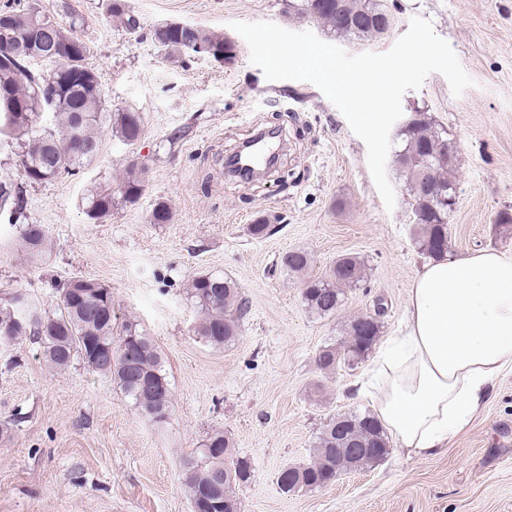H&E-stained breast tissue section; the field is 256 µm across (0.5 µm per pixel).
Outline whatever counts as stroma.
I'll return each mask as SVG.
<instances>
[{
    "label": "stroma",
    "instance_id": "stroma-1",
    "mask_svg": "<svg viewBox=\"0 0 512 512\" xmlns=\"http://www.w3.org/2000/svg\"><path fill=\"white\" fill-rule=\"evenodd\" d=\"M110 2L35 0L60 22L83 16L79 35L103 107L141 113L142 134L130 144L103 123L98 149L77 175L24 184L26 221L45 226L51 247L40 263H25L17 227L1 216L0 298L22 292L50 313L69 280L108 285L118 322L137 323L155 344L173 410L166 423L154 422L78 358L51 372L36 337L0 348V421L13 425L12 438L0 441V512H193L184 462L215 429L250 464L237 490L241 512H512V370L434 454L393 447L325 488L282 492L280 471L308 463L332 415L372 408L355 390L370 360L323 372L319 350L379 301L381 336L399 334L423 254L394 160L386 162L395 193L389 209L366 145L341 111L313 83L267 80L233 28L268 21L356 55L390 50L412 17L431 21L474 84L456 97L443 75L430 74L404 93L402 109L425 112L457 146L448 216V255L457 259L512 250V224L496 222L499 212L512 213V0H384L395 22L371 40L298 17V0H126L133 34L112 22ZM165 22L227 37L234 52L221 62L169 57L146 39ZM269 129L281 148L273 168L249 180L225 170V157ZM132 164L143 172L140 200L89 219L83 198L116 187ZM158 201L170 207L169 223H152ZM264 214L276 216L274 232L252 237L249 224ZM290 249L310 254L314 277L342 255L358 256L367 280L348 291L336 316L317 317L278 265ZM204 274L232 278L249 301L236 341L223 348L194 333L200 312L186 287Z\"/></svg>",
    "mask_w": 512,
    "mask_h": 512
}]
</instances>
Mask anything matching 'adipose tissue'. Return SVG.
I'll return each instance as SVG.
<instances>
[{
  "instance_id": "obj_1",
  "label": "adipose tissue",
  "mask_w": 512,
  "mask_h": 512,
  "mask_svg": "<svg viewBox=\"0 0 512 512\" xmlns=\"http://www.w3.org/2000/svg\"><path fill=\"white\" fill-rule=\"evenodd\" d=\"M512 369V251L425 258L408 294L404 333L386 341L367 383L377 419L415 455L446 447Z\"/></svg>"
}]
</instances>
